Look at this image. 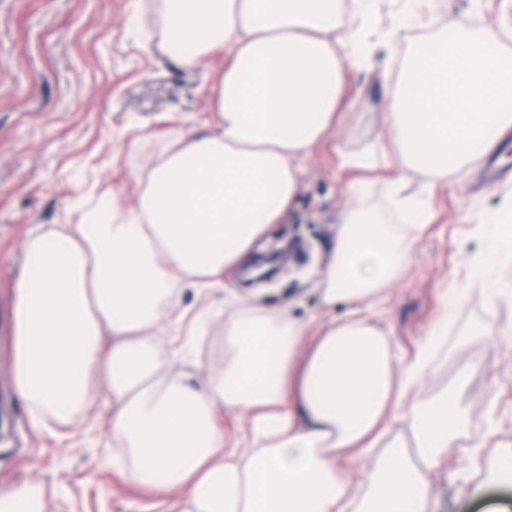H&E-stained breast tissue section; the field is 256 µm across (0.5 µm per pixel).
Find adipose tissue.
<instances>
[{
	"mask_svg": "<svg viewBox=\"0 0 512 512\" xmlns=\"http://www.w3.org/2000/svg\"><path fill=\"white\" fill-rule=\"evenodd\" d=\"M158 0L164 44L192 67L215 50L228 63L207 98L211 132L176 137L147 174L135 206L31 230L15 280V389L46 427L83 412L92 387L112 397V445L138 483L171 494L170 512H434L432 475L448 459L471 407L461 365L425 394L440 314L413 356L398 361L370 313L400 283L429 202L409 194L408 172L432 192L466 169L473 146L493 149L512 129V69L501 32L462 20L415 43L391 82L386 137L396 173L386 183L405 224H378L350 188L322 281L324 304L348 317L315 327L244 302L217 308L224 269L278 223L300 188L303 160L341 128L345 67L366 66L371 0ZM487 250L469 261L493 303L512 288L490 282L512 263V231L477 225ZM195 289L194 313L172 303ZM219 350L202 377L163 372V330ZM244 417L238 434L222 411ZM405 432H394L395 424Z\"/></svg>",
	"mask_w": 512,
	"mask_h": 512,
	"instance_id": "adipose-tissue-1",
	"label": "adipose tissue"
}]
</instances>
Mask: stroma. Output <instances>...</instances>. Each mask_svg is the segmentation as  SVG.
Masks as SVG:
<instances>
[{
	"label": "stroma",
	"instance_id": "35a3bbf8",
	"mask_svg": "<svg viewBox=\"0 0 512 512\" xmlns=\"http://www.w3.org/2000/svg\"><path fill=\"white\" fill-rule=\"evenodd\" d=\"M154 0L133 17L131 0H0V486L42 483L47 512H167L170 497L141 488L133 472L113 465L109 414L92 407L76 422L38 429L15 391L13 283L22 246L36 227L72 224L93 209L133 207L142 177L177 133L210 131L215 115L206 91L224 71V53L198 65H181L162 46ZM403 0H378L370 39L372 64L348 67L344 94L361 107L346 132L305 160L294 204L255 242L250 257L224 275L245 302L287 312L299 321L344 319V303L327 307L318 282L348 203L356 172L343 168L334 145L372 144L383 129L386 83L396 76L410 45L432 29L468 19L473 28L512 23V0H440L431 20L403 24ZM395 31L394 41L385 34ZM506 178L488 185L477 165L449 174L432 197L429 223L414 249L405 278L373 311V320L396 353L411 357L433 325L446 289L464 284L466 261L484 248L473 232L484 216L512 194V156L502 155ZM289 247V273L270 285L251 283L253 261L269 244ZM500 334L489 343L485 331ZM212 336L198 342L193 362L182 357L183 337L166 341V371L200 377ZM481 355L488 368L468 387V426L447 466L437 473L435 512H468V483L482 480L498 444L512 442V302L486 304L480 291L448 319V341L436 353L431 390L444 387L457 366ZM494 414H487L488 398ZM485 441L480 469L468 468L463 451Z\"/></svg>",
	"mask_w": 512,
	"mask_h": 512
}]
</instances>
